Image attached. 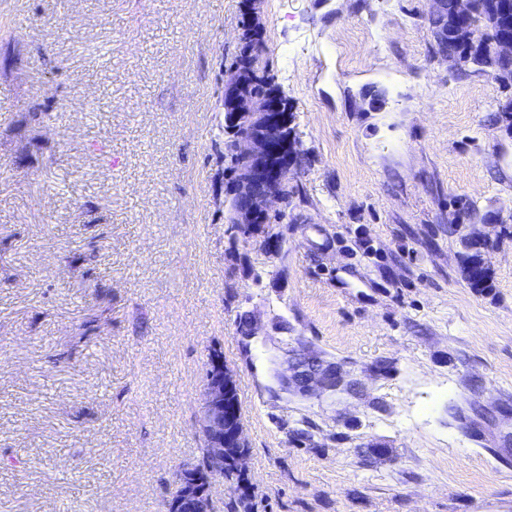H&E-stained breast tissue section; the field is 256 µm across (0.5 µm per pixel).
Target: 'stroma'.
Segmentation results:
<instances>
[{
  "instance_id": "stroma-1",
  "label": "stroma",
  "mask_w": 512,
  "mask_h": 512,
  "mask_svg": "<svg viewBox=\"0 0 512 512\" xmlns=\"http://www.w3.org/2000/svg\"><path fill=\"white\" fill-rule=\"evenodd\" d=\"M244 4L0 0V512H167L213 349L253 512H512V86L430 0H263L302 158L235 238ZM311 355L336 391H281ZM470 252L465 257L464 271L466 270V279L473 288L486 289L491 288V275L488 270L482 266L480 261V252L470 243L468 246Z\"/></svg>"
}]
</instances>
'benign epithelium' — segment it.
<instances>
[{"label": "benign epithelium", "mask_w": 512, "mask_h": 512, "mask_svg": "<svg viewBox=\"0 0 512 512\" xmlns=\"http://www.w3.org/2000/svg\"><path fill=\"white\" fill-rule=\"evenodd\" d=\"M259 77L245 61L226 71L224 80L227 121L245 129L235 144L243 164L236 184V224L250 230L265 221L272 202L285 196V176L301 153L286 99L278 94L257 100L250 93L249 85ZM233 382L234 373L224 363V356L210 352L202 419L204 457L201 463L178 471L168 512H211L210 489L214 481L224 479V467L230 465L235 474L245 476L247 448L241 411H229L224 402V387ZM278 383L285 392L306 393L314 388L334 391L338 384L336 365L309 356L287 368Z\"/></svg>", "instance_id": "7a95c632"}]
</instances>
